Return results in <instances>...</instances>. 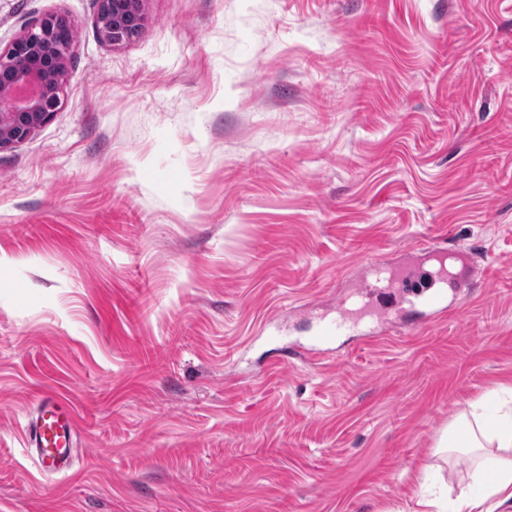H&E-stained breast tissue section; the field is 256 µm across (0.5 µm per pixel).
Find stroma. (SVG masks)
I'll list each match as a JSON object with an SVG mask.
<instances>
[{
    "label": "stroma",
    "instance_id": "1",
    "mask_svg": "<svg viewBox=\"0 0 512 512\" xmlns=\"http://www.w3.org/2000/svg\"><path fill=\"white\" fill-rule=\"evenodd\" d=\"M0 0V49L76 39L54 119L0 151V512H410L434 444L512 387V0ZM447 241L487 277L366 346L308 344L371 263ZM75 467L23 443L38 396ZM142 0H98L97 26L101 38L111 45H120L133 31L140 32L146 17ZM129 4H137L133 8ZM23 432L25 447L34 450L42 472L62 474L73 469L77 425L73 408L62 398L42 393Z\"/></svg>",
    "mask_w": 512,
    "mask_h": 512
}]
</instances>
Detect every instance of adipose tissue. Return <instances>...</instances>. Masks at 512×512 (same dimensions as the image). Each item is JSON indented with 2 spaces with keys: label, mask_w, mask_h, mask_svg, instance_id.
Instances as JSON below:
<instances>
[{
  "label": "adipose tissue",
  "mask_w": 512,
  "mask_h": 512,
  "mask_svg": "<svg viewBox=\"0 0 512 512\" xmlns=\"http://www.w3.org/2000/svg\"><path fill=\"white\" fill-rule=\"evenodd\" d=\"M443 457L468 455L469 484L453 500L418 487L413 512H491L490 500H512V403L490 393L450 424L437 442Z\"/></svg>",
  "instance_id": "1"
}]
</instances>
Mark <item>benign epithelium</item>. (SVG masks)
<instances>
[{
    "instance_id": "1",
    "label": "benign epithelium",
    "mask_w": 512,
    "mask_h": 512,
    "mask_svg": "<svg viewBox=\"0 0 512 512\" xmlns=\"http://www.w3.org/2000/svg\"><path fill=\"white\" fill-rule=\"evenodd\" d=\"M101 38L119 45L144 28L142 0H98ZM49 14L0 50V150L25 142L60 111L73 41Z\"/></svg>"
}]
</instances>
